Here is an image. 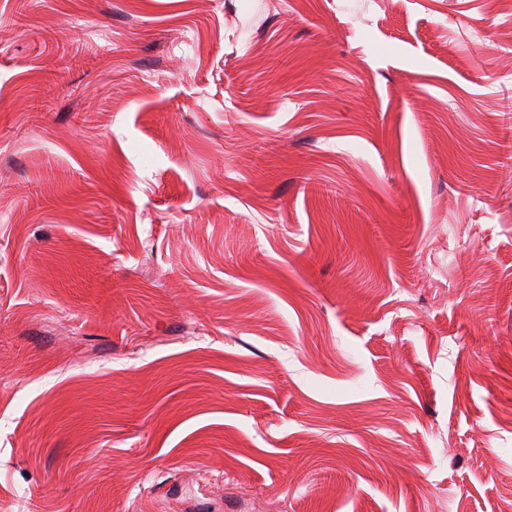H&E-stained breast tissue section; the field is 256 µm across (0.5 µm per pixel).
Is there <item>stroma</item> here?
Masks as SVG:
<instances>
[{"label": "stroma", "mask_w": 512, "mask_h": 512, "mask_svg": "<svg viewBox=\"0 0 512 512\" xmlns=\"http://www.w3.org/2000/svg\"><path fill=\"white\" fill-rule=\"evenodd\" d=\"M512 11L0 0V512H512Z\"/></svg>", "instance_id": "obj_1"}]
</instances>
